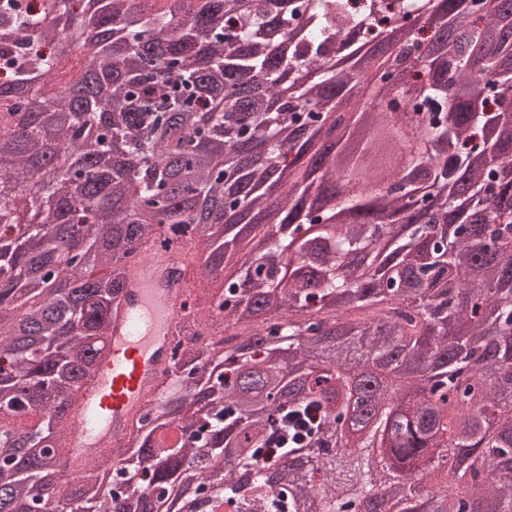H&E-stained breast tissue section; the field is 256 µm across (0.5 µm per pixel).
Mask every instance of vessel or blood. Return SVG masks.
I'll return each mask as SVG.
<instances>
[{"label":"vessel or blood","mask_w":512,"mask_h":512,"mask_svg":"<svg viewBox=\"0 0 512 512\" xmlns=\"http://www.w3.org/2000/svg\"><path fill=\"white\" fill-rule=\"evenodd\" d=\"M145 260L133 265L112 316L105 359L95 366L69 412L67 469L119 446L127 423L148 394L159 391L187 307L185 261L180 254L145 245Z\"/></svg>","instance_id":"b4317fda"}]
</instances>
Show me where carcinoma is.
Listing matches in <instances>:
<instances>
[{"label": "carcinoma", "mask_w": 512, "mask_h": 512, "mask_svg": "<svg viewBox=\"0 0 512 512\" xmlns=\"http://www.w3.org/2000/svg\"><path fill=\"white\" fill-rule=\"evenodd\" d=\"M95 2L0 0V118L26 114L0 121V228L32 220L0 234V512H156L192 484L210 512H300V486L323 512H376L381 496L421 512L442 465V512L473 492L512 512V11ZM73 56L95 75L89 103L58 79ZM197 198L219 203L198 237ZM149 240L223 268L195 303L236 343L175 342L177 386L127 427L126 483L103 493L106 452L59 486L67 412ZM320 339L337 378L358 351L425 374L357 400L347 381L325 393L326 376L304 391Z\"/></svg>", "instance_id": "cac0c4a2"}]
</instances>
